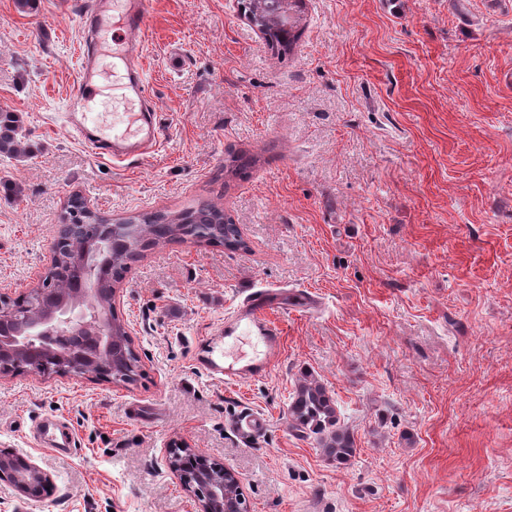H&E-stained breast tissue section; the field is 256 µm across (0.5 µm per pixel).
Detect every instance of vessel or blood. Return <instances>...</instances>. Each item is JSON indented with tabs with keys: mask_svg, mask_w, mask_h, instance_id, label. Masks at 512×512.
I'll use <instances>...</instances> for the list:
<instances>
[{
	"mask_svg": "<svg viewBox=\"0 0 512 512\" xmlns=\"http://www.w3.org/2000/svg\"><path fill=\"white\" fill-rule=\"evenodd\" d=\"M150 0H93L80 16L82 26L91 34L93 47H80L79 82L69 98V130L97 154L115 161L136 158L160 146L162 129L157 112L151 111L146 98L143 63L137 54L149 23ZM118 33L121 41L113 54V67L121 76L113 83L101 81L95 45L105 31ZM109 95L123 104L114 113L111 129H103L92 115L96 97ZM280 297L271 289L251 292L224 321L225 336L252 335L263 346L261 356L244 359L224 354L215 348L203 361V368L224 383H240L268 375L282 348V331L271 321L268 310L277 306ZM33 435L40 446L73 448L77 445L70 422L58 415L39 419Z\"/></svg>",
	"mask_w": 512,
	"mask_h": 512,
	"instance_id": "1",
	"label": "vessel or blood"
}]
</instances>
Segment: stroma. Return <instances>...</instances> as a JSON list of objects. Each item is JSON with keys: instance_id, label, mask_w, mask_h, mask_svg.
<instances>
[{"instance_id": "35a3bbf8", "label": "stroma", "mask_w": 512, "mask_h": 512, "mask_svg": "<svg viewBox=\"0 0 512 512\" xmlns=\"http://www.w3.org/2000/svg\"><path fill=\"white\" fill-rule=\"evenodd\" d=\"M79 2L0 0V107L25 149L0 161V293L38 283L76 193L115 220L216 203L246 246L132 263L115 312L137 382L0 374V450L54 475L42 499L0 482V512H196L175 440L234 469L249 512H512V0H305L289 47L242 0H152L164 137L123 163L64 125ZM252 287L284 295L283 352L265 378L212 381L196 340ZM306 373L355 438L348 465L288 426ZM54 412L76 452L25 436Z\"/></svg>"}]
</instances>
